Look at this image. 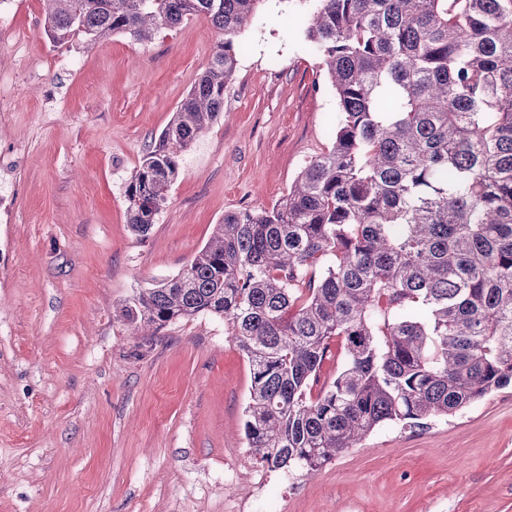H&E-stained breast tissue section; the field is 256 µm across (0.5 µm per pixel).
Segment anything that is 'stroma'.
Returning a JSON list of instances; mask_svg holds the SVG:
<instances>
[{"label": "stroma", "mask_w": 512, "mask_h": 512, "mask_svg": "<svg viewBox=\"0 0 512 512\" xmlns=\"http://www.w3.org/2000/svg\"><path fill=\"white\" fill-rule=\"evenodd\" d=\"M0 17V512H512V387L425 429L388 424L312 479L255 487L250 370L223 318L143 338L117 309L177 274L225 213L274 206L331 144L336 99L297 21L261 0L224 112L150 235L126 185L210 59L192 17L140 42L56 45L44 0Z\"/></svg>", "instance_id": "obj_1"}]
</instances>
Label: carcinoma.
Wrapping results in <instances>:
<instances>
[{"mask_svg":"<svg viewBox=\"0 0 512 512\" xmlns=\"http://www.w3.org/2000/svg\"><path fill=\"white\" fill-rule=\"evenodd\" d=\"M47 2L60 45L193 16L224 35L130 178L142 240L224 112L261 0ZM302 24L336 97L331 147L272 208L224 214L119 316L146 336L224 317L250 368L254 459L311 478L384 424L424 429L512 385V0H315ZM335 339L342 361L315 393Z\"/></svg>","mask_w":512,"mask_h":512,"instance_id":"carcinoma-1","label":"carcinoma"}]
</instances>
